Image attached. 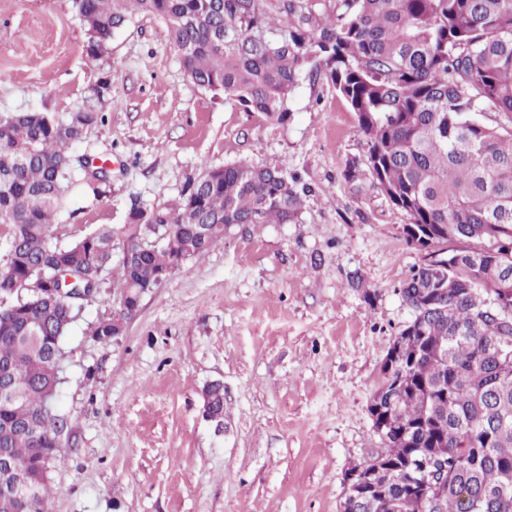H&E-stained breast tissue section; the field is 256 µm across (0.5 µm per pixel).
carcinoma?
Here are the masks:
<instances>
[{
  "instance_id": "obj_1",
  "label": "carcinoma",
  "mask_w": 512,
  "mask_h": 512,
  "mask_svg": "<svg viewBox=\"0 0 512 512\" xmlns=\"http://www.w3.org/2000/svg\"><path fill=\"white\" fill-rule=\"evenodd\" d=\"M87 54L97 57L133 14L162 19L192 83L215 99L284 122L312 53L357 119L373 185L434 240L433 257L400 293L413 336L400 369L373 395L394 429L359 468L377 489L360 512H424L423 489L406 461L423 448L448 450V478L435 512H512V0H338L318 14L308 0H79ZM110 84L60 118L0 114V484L45 464L60 446L54 363L79 309L68 293L102 288L120 254L113 287L134 303L184 261L224 236L210 224H286L309 188L278 165L239 159L202 165L173 204L134 205L126 222L102 225L73 242L53 241L51 224L71 190L96 200L111 170L69 155L86 130L105 121ZM493 112L495 124L478 116ZM151 224L172 225L165 242ZM224 417V387L204 391ZM48 481L17 512H46Z\"/></svg>"
}]
</instances>
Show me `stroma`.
I'll list each match as a JSON object with an SVG mask.
<instances>
[{"label":"stroma","instance_id":"stroma-1","mask_svg":"<svg viewBox=\"0 0 512 512\" xmlns=\"http://www.w3.org/2000/svg\"><path fill=\"white\" fill-rule=\"evenodd\" d=\"M87 40L78 0H0V113L61 115L111 82L71 153L110 159L112 184L69 205L55 242L178 200L204 163L276 162L310 191L288 223L234 225L184 262L111 343L91 329L117 310L112 289L85 304L63 342L48 512H343L347 473L381 448L369 405L425 256L370 182L354 112L322 74L299 79L283 123L214 99L157 17L95 58ZM215 381L220 425L203 412Z\"/></svg>","mask_w":512,"mask_h":512}]
</instances>
